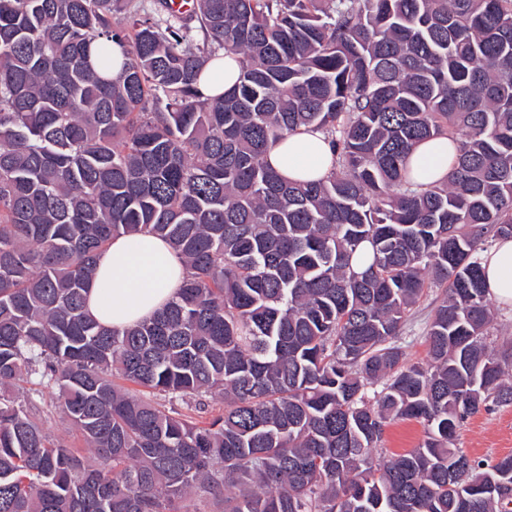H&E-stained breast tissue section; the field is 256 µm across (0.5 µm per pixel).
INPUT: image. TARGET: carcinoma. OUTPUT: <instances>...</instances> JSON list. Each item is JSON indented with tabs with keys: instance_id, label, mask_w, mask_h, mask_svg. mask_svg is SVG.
Returning a JSON list of instances; mask_svg holds the SVG:
<instances>
[{
	"instance_id": "cac0c4a2",
	"label": "carcinoma",
	"mask_w": 512,
	"mask_h": 512,
	"mask_svg": "<svg viewBox=\"0 0 512 512\" xmlns=\"http://www.w3.org/2000/svg\"><path fill=\"white\" fill-rule=\"evenodd\" d=\"M120 48L113 58L112 45ZM223 52L238 84H197ZM119 67L112 76V66ZM313 127L318 181L266 162ZM458 143L421 188L414 146ZM150 233L187 274L148 321L85 309ZM512 238V0H0V512H512V455L453 447L512 405L481 266ZM367 266L358 269L354 259ZM443 299L422 362L402 330ZM224 400L199 421L136 393ZM49 396L87 454L49 438ZM423 442L379 466L394 420ZM440 298V291L428 290L427 295L420 299L407 317L402 336L405 337V352L410 362L420 361L426 355L427 347L423 336L434 315V309L440 303Z\"/></svg>"
}]
</instances>
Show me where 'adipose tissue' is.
Instances as JSON below:
<instances>
[{"label": "adipose tissue", "mask_w": 512, "mask_h": 512, "mask_svg": "<svg viewBox=\"0 0 512 512\" xmlns=\"http://www.w3.org/2000/svg\"><path fill=\"white\" fill-rule=\"evenodd\" d=\"M457 144L449 137L419 143L408 162L415 183L443 182ZM333 152L324 135L302 129L274 143L266 154L269 165L285 180L314 181L332 168ZM489 294L512 305V239H498L482 256ZM186 269L169 245L149 233L114 238L98 257L88 284L86 308L102 325L124 329L152 318L180 287Z\"/></svg>", "instance_id": "adipose-tissue-1"}]
</instances>
